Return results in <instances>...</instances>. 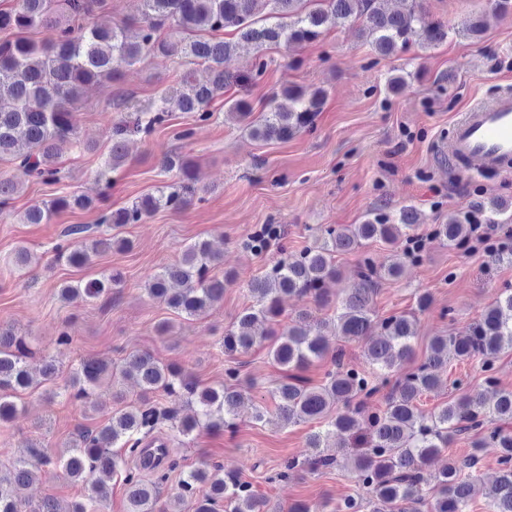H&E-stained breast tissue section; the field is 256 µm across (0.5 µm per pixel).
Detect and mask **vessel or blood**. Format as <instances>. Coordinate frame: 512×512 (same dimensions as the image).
Here are the masks:
<instances>
[{
  "label": "vessel or blood",
  "instance_id": "obj_1",
  "mask_svg": "<svg viewBox=\"0 0 512 512\" xmlns=\"http://www.w3.org/2000/svg\"><path fill=\"white\" fill-rule=\"evenodd\" d=\"M449 167L476 165L487 173L512 170V90L471 106L438 143Z\"/></svg>",
  "mask_w": 512,
  "mask_h": 512
}]
</instances>
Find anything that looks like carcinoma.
<instances>
[{
  "label": "carcinoma",
  "mask_w": 512,
  "mask_h": 512,
  "mask_svg": "<svg viewBox=\"0 0 512 512\" xmlns=\"http://www.w3.org/2000/svg\"><path fill=\"white\" fill-rule=\"evenodd\" d=\"M138 32L128 37V26L89 22L103 10L104 0H14L0 9V159L7 157L17 173L0 177V205H7L23 183L36 178L58 180V144L79 142L76 104L90 85L120 79L123 68L155 53L173 54L185 62L203 67L208 78L200 81L191 73L165 89L150 104L141 107L131 99H120L114 107L120 118L112 129V147L105 167L114 172L127 161V137L147 134L168 121L171 107L193 114L198 125L213 117V100L232 83L255 80L266 69L265 49L271 44L301 46L318 41L325 25L360 23L361 31L372 40L374 50L389 56L405 51L418 41L429 47L448 39V25L430 18L423 0H402L401 11H388L385 0H140ZM41 28L47 36L34 42L25 36ZM234 29L239 39L254 45L250 67L240 75L224 71V60L237 44L218 40L213 33ZM288 104L278 102V98ZM325 92H306L296 86L273 96L268 110L254 116L251 102L243 96L227 99L228 113L252 139L263 142L286 141L314 126ZM162 167L176 169L181 182L165 185L141 197L132 205L109 212L104 223L117 229L137 224L160 210H182L192 205L196 188L192 162L184 155L168 153ZM91 202L70 193L30 208L29 224H47L61 210L83 209ZM507 209L499 197L448 213V222L436 224L432 237L456 246L470 233L474 216L487 224L498 223L497 216ZM417 212L402 207L394 217L382 213L369 215L361 224H329L312 247L300 255L288 253L280 245L279 257L261 276L251 280L249 292L255 305L247 308L224 333V352L246 354L261 344L256 335L259 321L279 323L282 299L289 295H310L321 305L330 302L328 283L339 278L336 257L355 250L370 240L385 245L405 242V259L380 268L366 258L356 279L336 291V315L330 320L305 314L272 336L270 355L287 375L272 391L282 419L290 424L324 421V428L309 435L312 448L322 447L330 438L337 448L352 442L359 448L353 470L365 490L363 496L348 495L336 504V512H400L402 505H413L419 512L424 503L425 471L449 444L460 436L471 439V451L462 460L448 459V465L434 477L430 512H466L472 500L481 461L480 449H499V475L486 496L490 512H512V432L498 425L512 420V390L498 389L492 403L481 394L463 392L444 403L430 416L421 413L417 400L436 390L440 372L448 363L476 360L484 373V383L496 385V362L512 350V293L499 296L473 323L448 336L433 338L422 363L411 369L404 365L414 358V315L374 317L373 296L384 280L402 276L406 260L420 258L423 251L410 249L416 239ZM90 228L71 224L63 237L74 245L60 246V257L74 267H86L105 249H128L130 240L117 234L91 238ZM281 237L278 227L269 224L248 235L247 249L259 253L266 238ZM221 261L206 241L184 249L174 263L152 275L147 288L150 297L165 303L187 319L203 314L224 295L225 282L209 275L210 267ZM124 285L117 269L101 279H91L61 288L66 301L98 298ZM333 327L336 340L358 344L369 371H359L344 363L343 348L331 350L324 330ZM32 355L25 340L14 332L0 330V423L11 421L19 412L16 398L30 389L34 380L26 359ZM332 357L334 369L321 383L311 385L297 372L317 360ZM133 379L143 398L112 411L97 432L82 433L71 445L68 457L58 459L45 449L33 446L29 458L13 462L0 470V512H102L108 490L102 477L116 472L123 460L112 451L117 444L128 447L132 455L142 456L144 438L153 433L170 411L152 404L147 396L163 392L185 403L191 414L181 421L183 435L197 428L232 431L237 425L243 382L239 371H226L224 384L202 387L189 373L156 363L147 355L133 354L117 367L95 360L80 365L72 377V397L88 403L102 381ZM389 388L383 410L368 414L367 401ZM335 459L314 456L307 462L293 458L284 461L277 472L288 480L301 467L327 468ZM59 465L67 475L87 485L88 493L73 500L67 508L52 496L35 508L22 504L19 490L32 477V467ZM128 512H168L157 507V483H148L136 472H128ZM209 485L206 494H196L197 484ZM186 504L181 512H264L266 501L252 486L224 465L215 464L191 471L182 479Z\"/></svg>",
  "instance_id": "obj_1"
}]
</instances>
